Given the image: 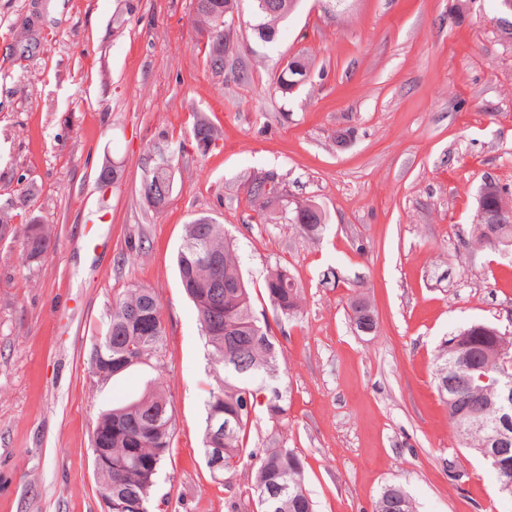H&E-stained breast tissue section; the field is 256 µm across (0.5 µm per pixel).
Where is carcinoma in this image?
<instances>
[{"label":"carcinoma","instance_id":"obj_1","mask_svg":"<svg viewBox=\"0 0 512 512\" xmlns=\"http://www.w3.org/2000/svg\"><path fill=\"white\" fill-rule=\"evenodd\" d=\"M236 0H194V21L205 62L212 72L224 73L228 60L230 31L225 27ZM252 30L262 42L274 40L276 23L288 18V0H252ZM309 72L299 58L283 68L275 80L277 89L288 94ZM191 145L204 155L202 145L216 143L218 130L201 113L194 116L188 132ZM150 162L143 168L141 193L150 194L167 206L175 187L174 152L167 143H156L149 150ZM249 196L271 206L280 201L279 183L272 177L256 178L248 187ZM477 195L482 205L499 212H512L508 192L492 178L482 180ZM288 220L310 240L321 238L326 229V214L315 202L303 201L290 209ZM24 254L30 262L43 259L51 245L49 229L33 220L27 225ZM489 238L473 225L474 241L490 250L512 249V219L495 225ZM219 258L216 267L201 263L200 254ZM177 268L182 288L193 302L204 336L207 361L215 384L206 403L203 434L204 454L224 449V472L235 471L244 457L256 458L253 497L257 512H314V504L305 483L301 456L274 439L259 452H246L244 436L254 417L253 411L265 406V418L288 415L280 390L274 388L266 403L257 401L262 387L255 382L280 376L282 350L268 324L261 323L253 310L251 288L235 255L233 242L224 236L223 226L200 215L187 225L186 235L177 253ZM266 296L276 313L292 318L300 310L301 289L288 267L279 266L264 280ZM165 329L158 298L145 286L130 288L112 305L109 322L91 358L102 363L105 376L115 375L124 366L130 370L158 360L164 349ZM466 352L454 349L448 338L436 357V379L446 381L438 388L447 407L459 445L475 452L487 447L488 436L497 418L490 406L493 382L512 378V336L497 337L485 344V337H473ZM232 422L231 430L212 435V419ZM94 432L110 438L102 453L112 460V470H104L101 484L112 486V497L126 503L125 512H152L158 477L165 463L173 436L172 410L155 377L147 382L142 395L121 402L102 413ZM374 512H417L414 500L400 485L382 488Z\"/></svg>","mask_w":512,"mask_h":512}]
</instances>
